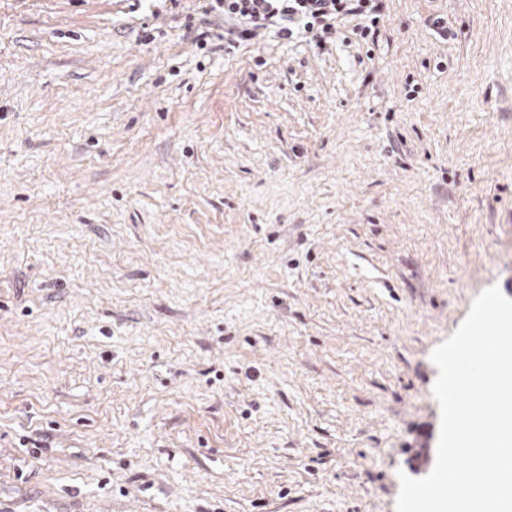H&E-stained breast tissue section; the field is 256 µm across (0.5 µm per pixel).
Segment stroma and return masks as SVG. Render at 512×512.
<instances>
[{"label": "stroma", "instance_id": "stroma-1", "mask_svg": "<svg viewBox=\"0 0 512 512\" xmlns=\"http://www.w3.org/2000/svg\"><path fill=\"white\" fill-rule=\"evenodd\" d=\"M204 4L0 0V512H396L512 299V0ZM205 13L224 17V33L237 43L274 30L279 38L306 39L323 48L347 16L362 22L354 34L374 44L383 15L382 0H206ZM227 26V27H226Z\"/></svg>", "mask_w": 512, "mask_h": 512}]
</instances>
